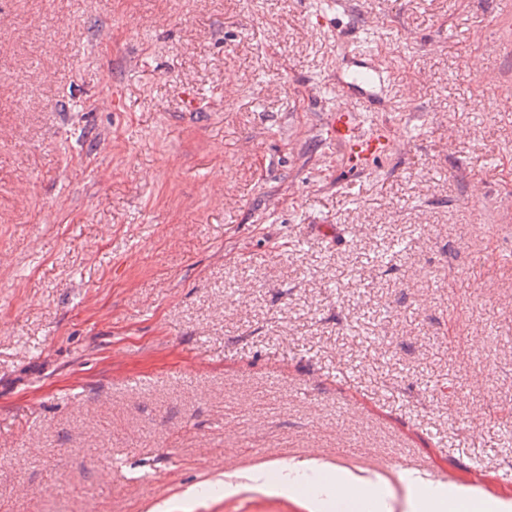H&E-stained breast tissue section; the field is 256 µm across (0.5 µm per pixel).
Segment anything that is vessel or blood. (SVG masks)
I'll return each mask as SVG.
<instances>
[{
    "mask_svg": "<svg viewBox=\"0 0 512 512\" xmlns=\"http://www.w3.org/2000/svg\"><path fill=\"white\" fill-rule=\"evenodd\" d=\"M324 130L328 140L339 146L357 166L387 154L394 144L383 127L364 125L360 113L343 103L329 110Z\"/></svg>",
    "mask_w": 512,
    "mask_h": 512,
    "instance_id": "1",
    "label": "vessel or blood"
}]
</instances>
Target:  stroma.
<instances>
[{
    "label": "stroma",
    "instance_id": "35a3bbf8",
    "mask_svg": "<svg viewBox=\"0 0 512 512\" xmlns=\"http://www.w3.org/2000/svg\"><path fill=\"white\" fill-rule=\"evenodd\" d=\"M344 2L0 0V512L512 498V0ZM324 130L327 139L339 146L355 166L367 165L394 145L383 127L372 124L365 129L360 113L343 103L329 110ZM282 471H286L287 476L292 478V480L286 479L288 490L291 492L301 487L298 479L314 480L313 476L319 474L308 462H290L282 467ZM328 491L332 494L336 503H344L358 509L362 499L358 495L359 488L344 473L336 472V476L326 478ZM449 491L455 493L457 500L461 502H477L482 506V509L488 506L494 507L500 510V512H509L512 509L510 501L506 502L489 497L475 488L461 486L447 490V487L443 484H438L429 490L426 498L427 503L433 504L435 509H441L444 504L448 503Z\"/></svg>",
    "mask_w": 512,
    "mask_h": 512
}]
</instances>
